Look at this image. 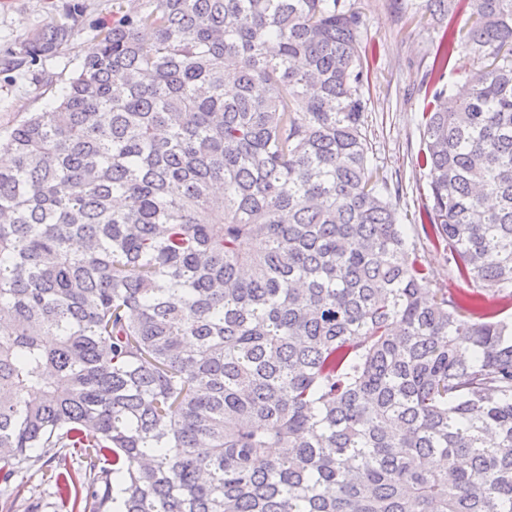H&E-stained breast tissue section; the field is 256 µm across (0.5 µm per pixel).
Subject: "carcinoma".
I'll list each match as a JSON object with an SVG mask.
<instances>
[{
  "label": "carcinoma",
  "instance_id": "1",
  "mask_svg": "<svg viewBox=\"0 0 512 512\" xmlns=\"http://www.w3.org/2000/svg\"><path fill=\"white\" fill-rule=\"evenodd\" d=\"M426 7L469 19L435 53L416 233L469 294L432 287L368 164L349 0H145L11 130L0 484L41 463L69 512H512V318L485 304L512 299V0ZM474 66L473 56L464 49H458L451 59L443 82L452 85L463 81Z\"/></svg>",
  "mask_w": 512,
  "mask_h": 512
}]
</instances>
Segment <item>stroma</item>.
Here are the masks:
<instances>
[{"mask_svg":"<svg viewBox=\"0 0 512 512\" xmlns=\"http://www.w3.org/2000/svg\"><path fill=\"white\" fill-rule=\"evenodd\" d=\"M62 0H0V56L44 25L60 20ZM70 41L60 54L39 65L43 81L21 71L0 74V135L54 102L74 67L96 48L100 28L112 23L117 0H82ZM362 17L360 39L368 72L365 95L369 101L368 159L398 192L392 197L402 224L424 223L429 187L425 169L417 164L424 148L423 112L428 100L436 46L447 25H464L459 12L451 19L413 21L414 5L396 7L392 0H352ZM37 72V73H38ZM53 489L36 469L19 471L8 490L0 492V512H26L35 504L39 512H61Z\"/></svg>","mask_w":512,"mask_h":512,"instance_id":"1","label":"stroma"}]
</instances>
